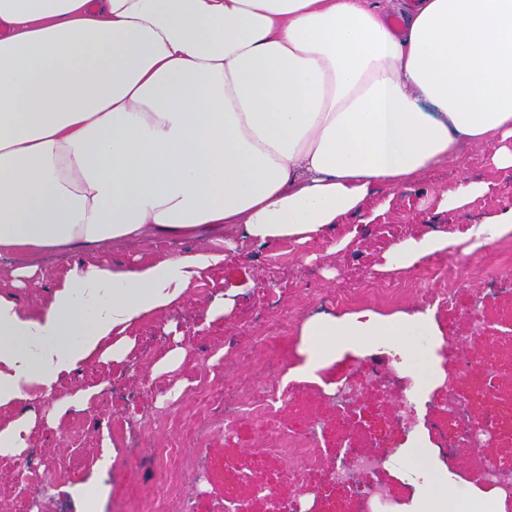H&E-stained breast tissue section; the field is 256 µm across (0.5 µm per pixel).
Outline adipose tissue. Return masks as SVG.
I'll list each match as a JSON object with an SVG mask.
<instances>
[{
  "mask_svg": "<svg viewBox=\"0 0 512 512\" xmlns=\"http://www.w3.org/2000/svg\"><path fill=\"white\" fill-rule=\"evenodd\" d=\"M468 143L512 169V0H0V257L15 283H34L51 253L216 240L73 265L38 309L0 294V459L102 393L63 392L80 367L134 369L135 328L223 267L235 231L306 244ZM450 245L427 232L383 259L409 270ZM441 344L430 309L312 317L290 374L423 348L419 402L443 381ZM37 400L46 413L21 411ZM401 478L416 490L407 512H498L424 435ZM213 247L210 239H196L185 241L179 245H171L165 241L132 242L127 245L110 247L97 254H86L82 257L84 261H94L112 265V262H127L135 256L161 257L163 254L173 250H199Z\"/></svg>",
  "mask_w": 512,
  "mask_h": 512,
  "instance_id": "adipose-tissue-1",
  "label": "adipose tissue"
}]
</instances>
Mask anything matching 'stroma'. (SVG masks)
Here are the masks:
<instances>
[{"instance_id":"35a3bbf8","label":"stroma","mask_w":512,"mask_h":512,"mask_svg":"<svg viewBox=\"0 0 512 512\" xmlns=\"http://www.w3.org/2000/svg\"><path fill=\"white\" fill-rule=\"evenodd\" d=\"M490 152L485 144L468 145L456 160L429 170L411 184L379 187L361 212L342 217L321 242L291 247L282 241L258 247L241 241L237 254L178 308L142 323L137 331L136 371L120 374L89 365L67 382L70 390L100 382L108 389L90 410L70 413L58 428L38 429L21 456L0 459V500H8L12 512H78L74 489L93 482L105 489L102 512H148L159 496L167 499L173 512H224L228 492L241 499L249 512H266L254 486L273 483L290 492L298 465L281 458L258 462L262 436L257 423L240 418L228 435L224 412L243 393L263 395L266 382L279 378L291 380L294 387L280 415V427L288 431L315 421L321 443L329 449L336 446V404L330 395L341 385L355 388L365 418L381 431V448L392 451L387 483L399 504H406L413 488L398 477L395 467L410 431L391 425L397 389L388 375L377 374L373 355L341 358L318 382L290 379L289 371L297 360L303 321L343 314L337 292L358 290L367 281L400 288L399 301L381 307L384 315L413 312L425 296L447 283L454 286L455 300L466 303L482 297L481 308L489 318L512 312V268L498 263L503 244H489L471 255L464 238L468 225L512 205V170L490 167ZM465 178L490 182L492 189L462 209L437 211L434 196ZM391 225L405 237L443 231L455 243L425 266L384 271L379 263L392 243L386 232ZM473 259L491 269V277L464 275L463 267ZM70 264L67 258H47L38 286L16 289L10 263L0 259V293H15L28 306L44 303ZM230 288L237 292L233 313L204 326L213 296ZM172 323L186 335L188 356L174 378L151 377L157 355L171 342L167 327ZM218 352L223 358L216 363L212 357ZM175 380L183 383L184 391L177 400H166ZM446 397L441 387L431 393L416 410L415 429L428 435L452 469L457 457L445 449L438 433L445 421L439 404ZM107 439L114 443L116 457L101 471L96 463ZM229 465L248 470L249 482L229 483L225 471ZM33 472L43 477L38 487L16 479L17 474Z\"/></svg>"}]
</instances>
